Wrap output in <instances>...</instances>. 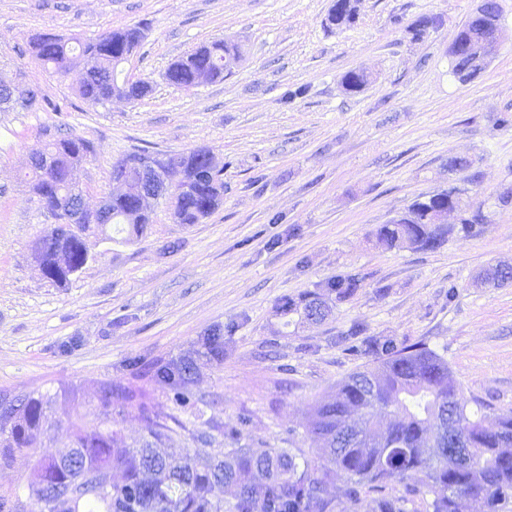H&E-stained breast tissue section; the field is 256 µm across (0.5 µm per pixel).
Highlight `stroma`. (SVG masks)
Returning a JSON list of instances; mask_svg holds the SVG:
<instances>
[{"label": "stroma", "mask_w": 512, "mask_h": 512, "mask_svg": "<svg viewBox=\"0 0 512 512\" xmlns=\"http://www.w3.org/2000/svg\"><path fill=\"white\" fill-rule=\"evenodd\" d=\"M333 0H0V80H18L59 103L0 112V400L43 397L37 447L0 463V498L33 512L34 462L69 453V427L90 426L106 385L167 387L156 366L196 364L204 415L241 429V448L290 443L320 458L314 406L372 355H348L338 339L353 325L365 339L393 336L447 362L467 402L512 410V285L480 287L485 268L512 264V0H500L502 38L470 81L453 73L449 47L481 0H359L356 23L328 31ZM440 17L414 40L418 16ZM139 25L145 38L124 77L150 83L143 99L90 107L82 70L59 74L18 55L51 32L87 40ZM218 39L243 51L224 80L184 89L165 72ZM365 71L366 87L342 78ZM303 96L288 99L289 90ZM76 135L95 149L74 172L90 206L116 191L113 162L138 150L209 149L228 186L203 223L176 224L153 207L143 235L120 225L88 237L81 272L58 287L31 245L51 217L27 187L25 162L53 138ZM467 160L452 172L448 160ZM454 187L462 208L431 250L377 248L378 225L418 198ZM481 212L475 231L465 218ZM341 273L362 282L322 321L283 305ZM456 296H449V286ZM219 333L220 352L208 334Z\"/></svg>", "instance_id": "35a3bbf8"}]
</instances>
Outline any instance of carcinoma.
<instances>
[{"label":"carcinoma","mask_w":512,"mask_h":512,"mask_svg":"<svg viewBox=\"0 0 512 512\" xmlns=\"http://www.w3.org/2000/svg\"><path fill=\"white\" fill-rule=\"evenodd\" d=\"M356 15L354 6L340 10L333 6L325 25L331 31L342 30ZM435 24H440L438 17L420 16L411 24L414 38L427 36ZM143 39L138 26L109 30L87 41L40 36L31 43V52L58 73L82 66L78 94L97 107L114 97L138 101L149 93L145 81L117 79L119 66ZM478 40L479 29L471 22L456 33L454 41L463 50L455 55L453 71L466 70ZM240 57L239 44L216 40L171 64L165 79L187 89L200 84L202 77L210 82L222 80ZM367 83L362 70L344 76L349 92H359ZM45 152L51 158L50 167L26 163L28 187L43 210L61 224L36 239L32 251L44 277L63 286L88 261L84 236L98 232L101 225L127 224L128 237H137L151 223V214L138 215L133 202L111 195L100 225L68 229L58 209L82 203L69 173L94 153V146L82 137L69 136L49 144ZM171 158L178 160L183 180L165 204L175 223L198 224L223 203L222 170L208 167L199 149ZM444 204L442 193L415 202L408 215L377 227L372 233L375 246L384 250L440 246L450 228L432 223V212ZM484 280L495 288L512 282V266L497 264L487 270ZM319 288L300 300L308 317L314 310L321 318L327 316L328 301L353 295L359 280L341 274ZM362 334L357 326L339 343L352 356L374 354L376 365L341 381L336 392L313 411L310 428L324 444L327 464H315L303 448H226L221 457L210 455L208 447L224 430L220 422L204 420L197 411L201 398L192 389L193 366L186 359L154 370V378L172 393L166 407L153 403L143 389L114 392L107 386V396L139 415L148 438L135 449L123 447L109 411L102 413L96 425L77 428L68 455L47 456L39 464L40 512H408L410 496L418 490L406 485L402 493L367 501L361 488L366 483H400L414 471L427 475V512H460L464 500L479 502L480 512H512V410L494 415V426L487 427V406L479 403L474 410L468 408L458 396L448 362L435 351L421 345L408 347L391 337L371 343ZM445 406L468 448L464 457H453L442 448ZM43 418L42 400L31 396L18 408L1 411L0 434L6 447H36ZM179 430L187 434L192 448L176 460L160 448ZM117 468L123 471V480L101 486V479ZM338 470L347 481L333 496L330 488L336 484ZM220 484L222 500L213 497L214 487Z\"/></svg>","instance_id":"1"}]
</instances>
